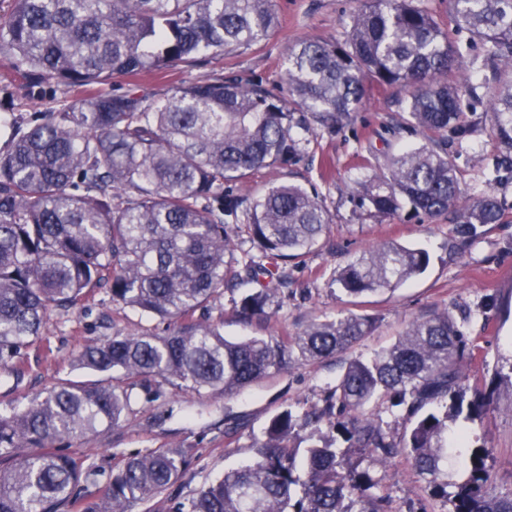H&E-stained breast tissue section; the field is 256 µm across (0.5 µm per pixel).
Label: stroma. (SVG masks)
<instances>
[{"instance_id":"obj_1","label":"stroma","mask_w":512,"mask_h":512,"mask_svg":"<svg viewBox=\"0 0 512 512\" xmlns=\"http://www.w3.org/2000/svg\"><path fill=\"white\" fill-rule=\"evenodd\" d=\"M360 6V0H275L278 25L261 44L227 57H206L172 73L148 72L138 81L146 91L155 92L174 82H203L223 73L281 88L288 47L305 38L329 44L343 40ZM88 93L85 87L29 85L0 63V149L8 144L11 123ZM407 97L401 87L370 88L352 121L336 129L315 127L313 133L302 135L294 161L251 175L248 189L252 192L272 183L316 188L332 218L331 229L302 263L289 268L288 286L276 293L271 319L242 320L235 307L240 295L229 291L221 307L211 313L214 324L230 340L293 336L310 322L349 314L370 318L371 334L351 350L328 358L294 355L287 368L230 395L200 394L164 383L148 399L140 389H133L124 422L100 428L69 447L70 453L89 456L104 468L103 474L87 481V500L96 499L106 481L105 471L130 455L178 448L189 466L168 490L133 510L173 512L177 501L225 469L251 461L253 444L272 417L288 408L302 412L321 404L349 360L372 356L393 344L414 319L444 310L463 322L467 344L474 352L473 360L463 367L470 385L493 396L485 415L458 420L456 428L466 446L491 448L494 481L501 489L512 488V389L505 382L512 375V172L491 176L488 162L494 146L489 118L485 112L469 111L465 122L470 135H449L448 151L460 173L463 198L494 190L505 210L502 223L478 227L476 236L462 248L447 216L404 213L385 218L358 208L348 186L360 175L355 168L359 157L381 163L417 141L408 127ZM385 241L426 249L430 256L426 271L395 291L348 297L336 280L338 271L366 246ZM165 330V323L142 319L113 304L103 290L73 311H50L41 345L28 351L22 383L0 373V414L19 410L32 394L63 383L111 384V374L75 367L74 358L86 340L117 331L161 335ZM369 470L379 479L378 491L388 497L392 512H448V503L430 495L405 455L382 465L370 464Z\"/></svg>"}]
</instances>
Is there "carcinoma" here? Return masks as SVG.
Listing matches in <instances>:
<instances>
[{
	"mask_svg": "<svg viewBox=\"0 0 512 512\" xmlns=\"http://www.w3.org/2000/svg\"><path fill=\"white\" fill-rule=\"evenodd\" d=\"M0 21V61L33 83L93 87L88 97L43 112L12 130L0 151V369L21 380L28 349L43 336L51 308H75L97 289L112 302L168 323L167 333H117L89 340L81 369L121 374L146 396L167 382L198 393L241 390L280 371L293 352L321 359L351 348L371 328L350 314L314 321L287 339L228 340L209 322L224 288L262 273L288 285V262L327 234L330 215L314 191L267 186L245 198L224 183L284 165L298 154L296 128H334L352 118L365 78L410 89L407 111L424 143L383 164L367 162L350 194L384 217L448 214L467 242L477 227L498 224L503 209L486 190L460 204L450 130L469 132L464 112L491 113L494 171H512V80L471 83L489 70L512 76V0H448L456 31L481 53L468 57L434 15L415 0H363L343 42L302 40L289 47L279 95L260 82L216 74L178 83L161 95L132 83L101 89L116 76L171 70L197 56L247 49L276 28L273 0H13ZM245 207L247 231L266 263L234 265L224 216ZM429 255L389 241L363 250L337 280L350 296L394 291L425 271ZM270 288L242 294L245 318L268 319ZM463 326L446 311L412 321L390 347L350 360L323 405L302 415L286 409L254 443L255 459L198 489L175 512H392L363 467L402 447L448 512H512V489L493 482L487 447L448 448L459 418L491 406L474 389L466 399L461 365L470 360ZM383 395L408 426L401 444L371 410ZM129 389L69 383L0 415V512H67L82 482L101 471L55 443L115 426ZM334 437L322 445V427ZM305 433L306 447L289 444ZM463 475L445 469L448 451ZM186 466L167 448L134 454L109 473L85 512H131L167 490Z\"/></svg>",
	"mask_w": 512,
	"mask_h": 512,
	"instance_id": "obj_1",
	"label": "carcinoma"
}]
</instances>
